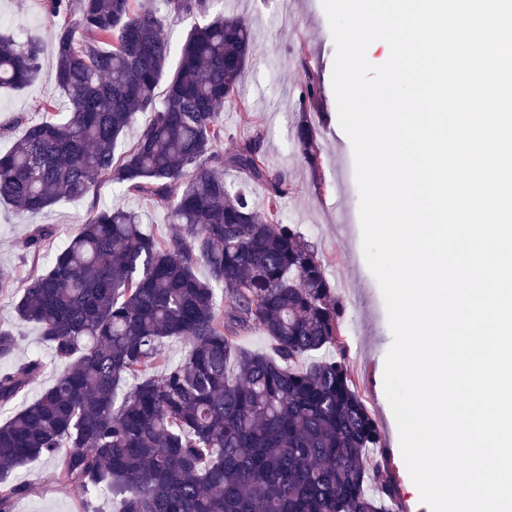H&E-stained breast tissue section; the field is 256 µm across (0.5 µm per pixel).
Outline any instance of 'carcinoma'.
I'll use <instances>...</instances> for the list:
<instances>
[{
  "label": "carcinoma",
  "instance_id": "carcinoma-1",
  "mask_svg": "<svg viewBox=\"0 0 512 512\" xmlns=\"http://www.w3.org/2000/svg\"><path fill=\"white\" fill-rule=\"evenodd\" d=\"M163 2L188 17L207 0ZM47 9L67 111L43 106L0 155V201L34 215L105 179L182 230L155 237L134 212L99 210L28 281L17 317L40 325L66 367L0 424V512L30 491L8 473L43 456L58 457L59 483L84 500L106 492L117 512H389L394 487L369 453L384 436L351 378L342 307L318 254L279 219L288 175L271 167L259 131L222 150L221 112L252 53L249 24L218 15L194 25L159 101L170 44L154 0H47ZM41 53L1 32L0 88L33 82ZM320 97L307 75L300 109ZM146 111L151 122L116 156ZM295 144L317 169L309 125ZM226 167L263 187L262 206L224 183ZM54 235L36 226L23 248L39 254ZM256 325L269 351L237 349L238 333ZM168 338L186 342L183 360L147 374ZM16 347L0 329V361ZM329 347L336 356L316 357ZM42 368L35 358L1 371L0 409ZM153 114L151 112H140L132 129L122 138L115 148L116 155H121L131 149L136 143L140 132L150 123Z\"/></svg>",
  "mask_w": 512,
  "mask_h": 512
}]
</instances>
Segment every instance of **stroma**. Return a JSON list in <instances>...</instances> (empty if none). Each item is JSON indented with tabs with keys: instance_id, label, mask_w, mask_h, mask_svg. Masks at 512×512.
<instances>
[{
	"instance_id": "stroma-1",
	"label": "stroma",
	"mask_w": 512,
	"mask_h": 512,
	"mask_svg": "<svg viewBox=\"0 0 512 512\" xmlns=\"http://www.w3.org/2000/svg\"><path fill=\"white\" fill-rule=\"evenodd\" d=\"M207 9L212 16L245 18L255 37L254 53L239 83L240 100L225 105L222 114L224 147L232 149L236 140L262 133L271 163L287 171L292 190L283 201L281 217L284 223L296 225L317 250L344 305L342 331L352 380L385 434L384 463L396 487L391 512H425L422 502L405 489L409 474L396 450L398 428L384 392L385 358L392 334L381 290L363 255L353 150L338 121L332 85L335 46L321 0H208ZM0 14L7 19V29L43 47L40 71L30 85L0 90V152H4L22 137L28 122L37 118V105L61 101L62 91L55 78L53 28L45 0H0ZM309 72L320 76L324 97L320 106L304 112L298 94ZM303 120L313 128L320 147L315 171L301 164L294 150V129ZM109 206L141 212L147 233L169 235L179 230L169 222L166 210L147 199L119 193L106 180L99 181L85 197H61L33 217L0 205V328L18 339L12 358L1 361L0 370L42 357L46 368L29 385V399L48 389L65 363L55 358L37 324L16 316L15 305L40 266L37 256L23 250L22 242L32 226L49 225L56 235L47 248L56 250L78 233L93 211ZM56 470V458L45 456L12 471L10 482L30 487L29 493L17 499L15 512H115V502L105 494L94 500L92 510H85L77 496L56 482Z\"/></svg>"
}]
</instances>
